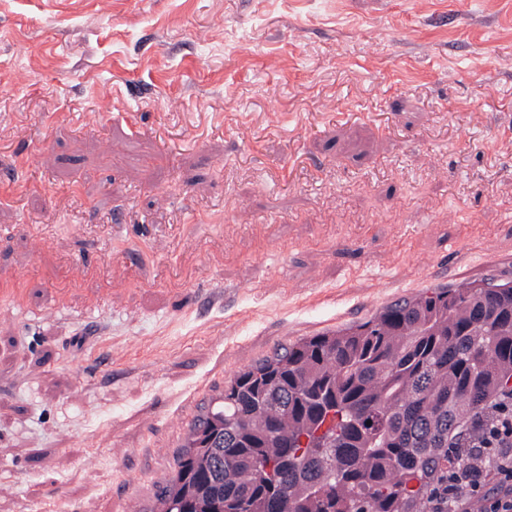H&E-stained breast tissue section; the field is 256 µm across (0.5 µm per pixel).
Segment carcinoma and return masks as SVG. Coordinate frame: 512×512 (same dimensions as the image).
I'll use <instances>...</instances> for the list:
<instances>
[{
	"mask_svg": "<svg viewBox=\"0 0 512 512\" xmlns=\"http://www.w3.org/2000/svg\"><path fill=\"white\" fill-rule=\"evenodd\" d=\"M506 394L512 281L404 299L238 372L161 512H448V449Z\"/></svg>",
	"mask_w": 512,
	"mask_h": 512,
	"instance_id": "1",
	"label": "carcinoma"
}]
</instances>
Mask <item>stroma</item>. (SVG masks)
Instances as JSON below:
<instances>
[{
  "mask_svg": "<svg viewBox=\"0 0 512 512\" xmlns=\"http://www.w3.org/2000/svg\"><path fill=\"white\" fill-rule=\"evenodd\" d=\"M1 269L0 512H159L237 372L512 280V0H0Z\"/></svg>",
  "mask_w": 512,
  "mask_h": 512,
  "instance_id": "35a3bbf8",
  "label": "stroma"
}]
</instances>
